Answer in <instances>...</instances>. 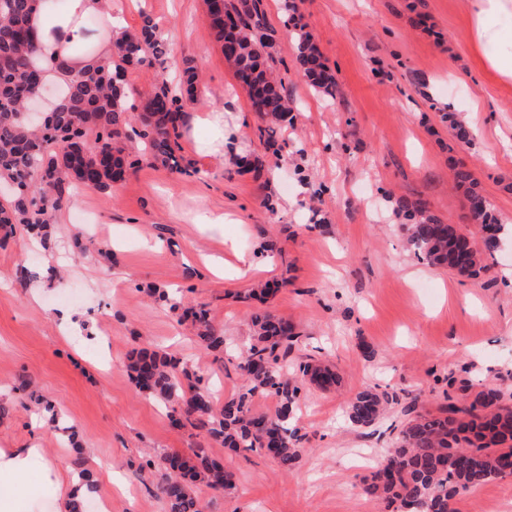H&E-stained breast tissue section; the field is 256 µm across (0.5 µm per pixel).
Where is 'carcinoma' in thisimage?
I'll return each mask as SVG.
<instances>
[{"label":"carcinoma","mask_w":512,"mask_h":512,"mask_svg":"<svg viewBox=\"0 0 512 512\" xmlns=\"http://www.w3.org/2000/svg\"><path fill=\"white\" fill-rule=\"evenodd\" d=\"M41 2L0 0V184L11 186L0 202V228L11 234L20 227L42 240L58 212L74 203L76 189L105 190L121 178L131 132L155 161L187 172L175 147L187 110L200 104V98L194 67L189 66L184 89L177 91L164 82L141 110L128 104L126 69L168 55L157 24L146 15L140 28L116 36L107 61L70 81L39 123H31L23 108L47 84L45 69L34 59L36 37L30 25ZM210 2L214 40L223 49L230 43L240 47V54L226 53L224 58L247 90L250 105L263 106L259 119L266 126L259 131L268 132L291 108L282 80L274 77L269 64L275 30L267 22L264 0ZM289 23L303 76L317 94L336 97V74L324 62L307 25L294 15ZM444 118L456 139L470 138L471 132L453 113ZM453 180L468 203L480 242L458 225L442 222L420 200L402 199L397 211L410 224L407 244L418 257L476 277L500 252L502 225L469 169L456 167ZM183 317L192 321L206 349L224 350V336L211 324L207 310L188 307ZM252 327V343L239 364L244 384L220 407L176 356L141 349L129 364L130 377L140 391L165 405L172 426H189L232 451L260 448L290 470L302 453L297 430L291 427L301 387L328 389L336 384V373L313 362L288 371L284 359L297 337L288 322L264 312L253 316ZM259 396L276 398V410L256 412L253 402ZM396 403L398 399L388 393L366 387L351 398L346 415L354 426H370ZM403 413L406 421L398 437L362 487L378 502L380 512H451L450 501L456 496L512 477V394L488 384L470 397L449 402L441 415L421 413L415 399ZM162 462L158 491L169 512H200L193 493L198 483L216 491L232 486V474L202 448L191 457L168 454Z\"/></svg>","instance_id":"obj_1"}]
</instances>
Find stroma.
<instances>
[{
	"mask_svg": "<svg viewBox=\"0 0 512 512\" xmlns=\"http://www.w3.org/2000/svg\"><path fill=\"white\" fill-rule=\"evenodd\" d=\"M339 92L325 99L294 62L284 0H266L277 32L273 72L294 101L273 137L260 136L248 97L212 36L205 0H112L122 27L150 14L170 45L164 61L129 70L139 103L161 80L177 82L193 61L200 104L179 143L196 171L155 165L128 143L122 181L80 193L47 244L15 232L0 248V448L39 444L43 465L76 479L75 458L93 474L89 502L112 512H168L158 469L146 460L204 447L234 474L232 491L199 485L205 512H378L362 479L395 439L399 406L369 427L345 417L367 385L417 398L439 414L449 398L493 379L512 392V246L489 272L463 277L418 260L396 201L427 203L462 232H475L453 190L455 166L479 181L502 224L512 227V85L491 80L466 34L468 0H295ZM445 112L469 127L453 138ZM90 216L81 224L78 214ZM222 224H215V217ZM95 250L80 257L75 233ZM54 267L31 283L23 268ZM276 284L266 302L250 298ZM164 288L208 311L224 352L200 346L179 311L155 302ZM78 292L81 300L63 302ZM266 310L296 327L289 356L332 365L337 387L303 389L296 425L303 454L281 469L259 451H231L189 427L171 428L164 405L139 391L127 369L148 348L192 364L217 401L242 384L251 317ZM30 384L60 411L71 434L25 404ZM34 467L12 512H64L54 481ZM512 479L456 496L452 512H501Z\"/></svg>",
	"mask_w": 512,
	"mask_h": 512,
	"instance_id": "35a3bbf8",
	"label": "stroma"
}]
</instances>
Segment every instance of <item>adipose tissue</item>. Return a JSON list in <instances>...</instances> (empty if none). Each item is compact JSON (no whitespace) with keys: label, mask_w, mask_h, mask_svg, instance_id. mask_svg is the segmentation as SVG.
Segmentation results:
<instances>
[{"label":"adipose tissue","mask_w":512,"mask_h":512,"mask_svg":"<svg viewBox=\"0 0 512 512\" xmlns=\"http://www.w3.org/2000/svg\"><path fill=\"white\" fill-rule=\"evenodd\" d=\"M469 9L480 69L501 84L512 83V0H470ZM111 15L109 0H66L64 10L46 5L34 12L30 24L47 77L60 82L109 59L111 37L91 32L84 20Z\"/></svg>","instance_id":"ef3b65f1"}]
</instances>
